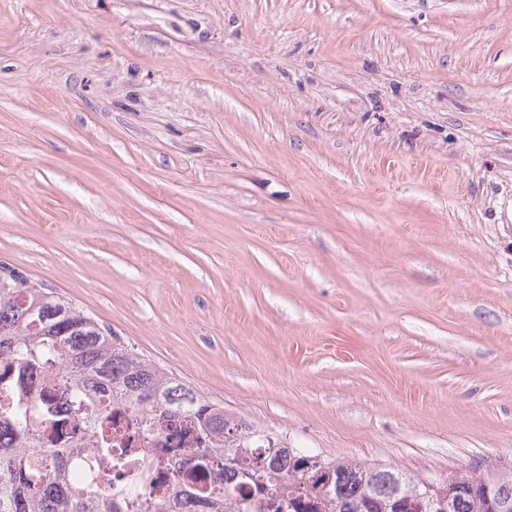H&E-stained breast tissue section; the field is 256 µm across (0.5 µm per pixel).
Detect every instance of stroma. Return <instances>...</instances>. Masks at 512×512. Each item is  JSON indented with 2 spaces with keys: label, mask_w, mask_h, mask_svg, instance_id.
Returning <instances> with one entry per match:
<instances>
[{
  "label": "stroma",
  "mask_w": 512,
  "mask_h": 512,
  "mask_svg": "<svg viewBox=\"0 0 512 512\" xmlns=\"http://www.w3.org/2000/svg\"><path fill=\"white\" fill-rule=\"evenodd\" d=\"M0 264L289 447L512 465V0H0Z\"/></svg>",
  "instance_id": "1"
}]
</instances>
